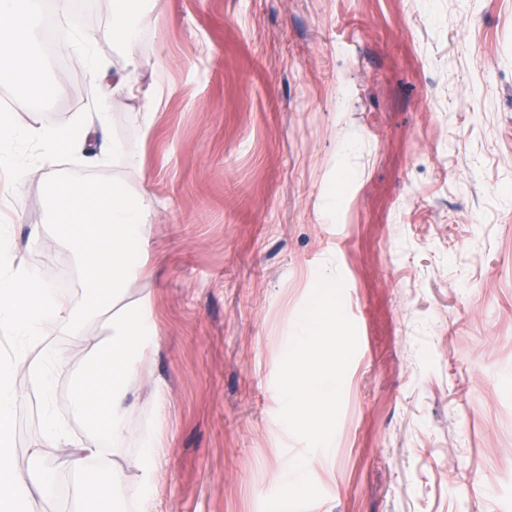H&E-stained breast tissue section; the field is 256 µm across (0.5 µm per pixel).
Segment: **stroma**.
<instances>
[{
  "label": "stroma",
  "mask_w": 512,
  "mask_h": 512,
  "mask_svg": "<svg viewBox=\"0 0 512 512\" xmlns=\"http://www.w3.org/2000/svg\"><path fill=\"white\" fill-rule=\"evenodd\" d=\"M141 97L104 128L120 158L28 150L12 198L18 259L81 273L46 228L44 182L148 188L144 254L162 345L133 383L139 436L170 451L155 512H262L306 456L308 512H512V0H147ZM67 94L37 111L0 80L17 126H71L102 90L48 56ZM43 225L28 250L29 227ZM343 281L358 348L328 449L306 453L275 385L320 273ZM101 330L53 332L70 376ZM17 463L41 437L32 385ZM163 410H155V401Z\"/></svg>",
  "instance_id": "35a3bbf8"
}]
</instances>
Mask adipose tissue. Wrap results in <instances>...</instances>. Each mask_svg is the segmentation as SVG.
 Returning a JSON list of instances; mask_svg holds the SVG:
<instances>
[{
	"mask_svg": "<svg viewBox=\"0 0 512 512\" xmlns=\"http://www.w3.org/2000/svg\"><path fill=\"white\" fill-rule=\"evenodd\" d=\"M43 0H0V47L9 53L0 58V70L29 89L28 99L41 107L46 90L40 80L46 57L40 42ZM145 0H121L101 39L134 47L136 31L150 23ZM57 53L79 50L91 85L111 82L118 95L141 94L144 127H151L156 108L152 92H138L134 72H107L93 59L90 45H79L76 23L57 30ZM108 103L98 105L95 116L77 125L62 127L15 125L10 113H0V512H30L34 496L49 497L59 471L72 474L75 483L73 512H86L92 502L116 505L122 483L115 461L130 460L140 475L138 512H154V494L161 482V462L168 446L160 434L143 438L136 456L128 447L138 411L131 385L149 367L161 341L151 303L128 301L127 283L152 272L143 252L145 224L151 210L148 191L130 195L120 181L84 188L76 182L50 180L45 185L53 205L61 240L82 260L84 273L79 295L54 287L39 268L17 261L4 209L17 188L33 171L18 166L19 145L42 153L60 143L75 149L102 129ZM104 329L94 342L90 357L71 384V412L84 421L92 435L83 443L71 433L54 404L58 376L66 372L63 348L48 344L47 336L60 330L78 333L88 323ZM32 382L39 398L42 440L26 467H19L14 448L15 416L23 400L15 385L18 375ZM58 449L48 459L44 449Z\"/></svg>",
	"mask_w": 512,
	"mask_h": 512,
	"instance_id": "1",
	"label": "adipose tissue"
}]
</instances>
